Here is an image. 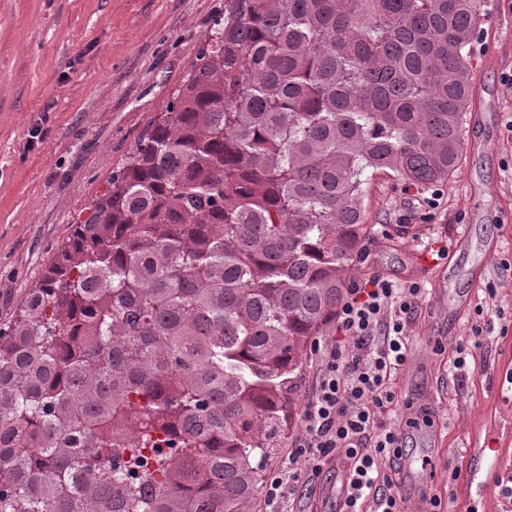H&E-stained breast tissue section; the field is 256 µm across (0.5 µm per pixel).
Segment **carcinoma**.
<instances>
[{
    "label": "carcinoma",
    "mask_w": 512,
    "mask_h": 512,
    "mask_svg": "<svg viewBox=\"0 0 512 512\" xmlns=\"http://www.w3.org/2000/svg\"><path fill=\"white\" fill-rule=\"evenodd\" d=\"M484 0H224L0 327V512H250L360 260L363 176L448 182Z\"/></svg>",
    "instance_id": "cac0c4a2"
}]
</instances>
